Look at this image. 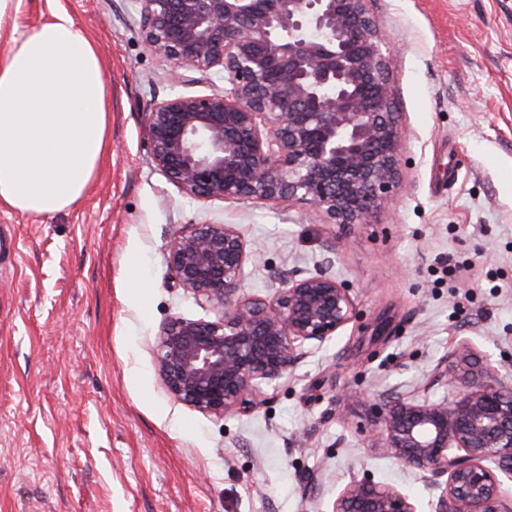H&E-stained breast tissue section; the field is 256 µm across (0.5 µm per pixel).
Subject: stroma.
I'll return each instance as SVG.
<instances>
[{
	"label": "stroma",
	"mask_w": 512,
	"mask_h": 512,
	"mask_svg": "<svg viewBox=\"0 0 512 512\" xmlns=\"http://www.w3.org/2000/svg\"><path fill=\"white\" fill-rule=\"evenodd\" d=\"M367 7L395 48L403 189L343 225L182 192L144 135L171 89L132 0H30L24 26L63 9L94 38L111 151L76 207L0 210V512H331L362 478L433 512L441 478L371 448L372 407L447 399L437 365L461 343L512 379V0ZM204 222L246 241L242 296L322 270L358 312L224 417L176 402L156 370L165 322L221 313L168 267L174 232Z\"/></svg>",
	"instance_id": "stroma-1"
}]
</instances>
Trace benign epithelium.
I'll use <instances>...</instances> for the list:
<instances>
[{"label": "benign epithelium", "mask_w": 512, "mask_h": 512, "mask_svg": "<svg viewBox=\"0 0 512 512\" xmlns=\"http://www.w3.org/2000/svg\"><path fill=\"white\" fill-rule=\"evenodd\" d=\"M146 43L173 87L224 80V90L173 92L146 113L156 168L203 200H253L369 224L401 188L404 134L392 112V54L366 0H134ZM246 243L232 224H184L169 246L172 279L222 306L215 320L172 317L156 369L178 403L246 413L280 380L298 346L338 335L356 317L345 283L318 273L279 280L268 299L238 295ZM449 402L373 406L372 440L405 466L447 476L436 512H512V386L466 344L438 366ZM332 512H421L404 493L351 481Z\"/></svg>", "instance_id": "1"}]
</instances>
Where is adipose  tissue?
<instances>
[{"label": "adipose tissue", "mask_w": 512, "mask_h": 512, "mask_svg": "<svg viewBox=\"0 0 512 512\" xmlns=\"http://www.w3.org/2000/svg\"><path fill=\"white\" fill-rule=\"evenodd\" d=\"M28 0H0V207L53 215L76 206L108 148L105 65L64 10L26 28Z\"/></svg>", "instance_id": "ef3b65f1"}]
</instances>
